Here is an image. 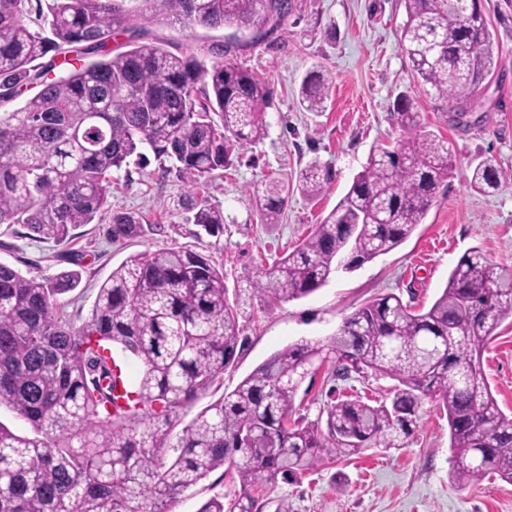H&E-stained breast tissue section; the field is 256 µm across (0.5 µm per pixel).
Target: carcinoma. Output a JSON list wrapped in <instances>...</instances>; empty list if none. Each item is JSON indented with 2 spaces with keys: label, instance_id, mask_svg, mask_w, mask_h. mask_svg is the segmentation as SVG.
<instances>
[{
  "label": "carcinoma",
  "instance_id": "obj_1",
  "mask_svg": "<svg viewBox=\"0 0 512 512\" xmlns=\"http://www.w3.org/2000/svg\"><path fill=\"white\" fill-rule=\"evenodd\" d=\"M0 0V225L63 242L81 224L111 214L112 238L135 237L142 218L111 211L112 172L147 163L173 167L192 184L178 200L208 235L224 212L200 203L198 184L228 169L261 138L269 85L231 60L212 64L143 43L145 26H234L266 35L291 0ZM401 40L423 88L448 99L457 120L493 67L492 33L477 0H403ZM126 39L125 50L110 46ZM330 78L313 71L300 103L320 112ZM393 116L405 135L370 153L336 208L250 288L263 301L306 297L338 273L342 251L357 268L401 245L422 223L454 171L448 142L424 129L413 98ZM503 171L490 158L470 166L480 192ZM329 167L310 163L290 184L267 179L249 191L265 224L290 195L322 193ZM79 273L27 278L0 263V407L25 420L18 434L0 423V512H169L168 506L223 467L241 494L215 495L198 512H253L251 490L304 473L325 455L402 448L421 400L448 416L452 479L496 473L512 482V418L480 369L483 348L512 313V267L472 248L426 310L395 294L345 318L328 342L302 340L277 351L236 388L198 412L176 436L180 411L219 382L236 358L238 309L226 297L224 268L210 257L167 247L131 256L98 288L76 323L65 295ZM141 366L127 403L114 401L112 348ZM331 367L347 381L368 372L398 382L390 401L335 400L325 420L295 417L308 375Z\"/></svg>",
  "mask_w": 512,
  "mask_h": 512
}]
</instances>
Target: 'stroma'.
<instances>
[{"label": "stroma", "mask_w": 512, "mask_h": 512, "mask_svg": "<svg viewBox=\"0 0 512 512\" xmlns=\"http://www.w3.org/2000/svg\"><path fill=\"white\" fill-rule=\"evenodd\" d=\"M285 22L264 37L232 28L175 24L149 28L147 41L168 42L172 52L215 62L211 46L223 45L228 59L268 82L273 105L265 135L242 150L238 162L216 173L200 190L206 204L224 212V231L197 234L177 200L187 177L161 175L156 164L113 173V209L138 213L144 232L112 239L108 222L75 228L66 247L28 235L20 224L0 227V262L28 278L68 270L62 251L80 258L78 299L67 310L74 320L88 316L99 286L113 269L145 250L183 247L211 256L224 268L227 297L239 309L236 360L223 386L211 389L185 410L193 417L236 385L259 364L301 339L333 337L343 319L373 299L393 293L415 308H429L460 257L480 248L496 265L512 266V0H481L493 34L495 67L484 79L466 124H457L446 98L417 85L400 40L406 19L402 0H291ZM320 69L333 80L324 112L306 111L299 87L307 72ZM410 94L429 130L443 136L455 169L423 222L393 251L352 271L339 273L304 298L266 304L251 295L249 281L307 238L336 207L362 171L370 151L402 135L392 105ZM494 157L504 172L492 194L468 182L472 162ZM328 165L331 182L318 196L296 193L275 224L262 223L248 191L273 176L295 177L313 161ZM481 372L499 408L512 417V315L502 319L485 349ZM320 369L305 381L295 404L313 422L342 388ZM448 420L436 399L424 398L416 427L398 449L371 448L336 459L327 457L296 480H278L259 492L262 512L287 504L290 512H512V483L486 477L469 486L451 477ZM239 484L214 471L170 512H197L211 496L234 498Z\"/></svg>", "instance_id": "stroma-1"}]
</instances>
